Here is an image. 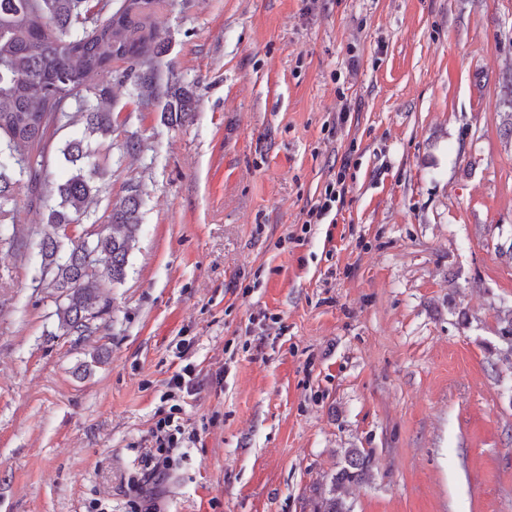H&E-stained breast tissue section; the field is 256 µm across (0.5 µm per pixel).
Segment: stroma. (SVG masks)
<instances>
[{
  "mask_svg": "<svg viewBox=\"0 0 512 512\" xmlns=\"http://www.w3.org/2000/svg\"><path fill=\"white\" fill-rule=\"evenodd\" d=\"M155 19L195 112L170 125L100 80L114 130L81 227L133 185L141 229L98 332L59 335L38 282L54 196L19 194L0 242V512H128L187 364L201 441L161 512H314L348 448L372 456L352 512H512V0H160ZM346 153L330 253L302 223ZM195 375L193 369L185 366L180 372L170 378L168 385L175 393H179V396L182 394L183 399L185 396H193L197 390Z\"/></svg>",
  "mask_w": 512,
  "mask_h": 512,
  "instance_id": "stroma-1",
  "label": "stroma"
}]
</instances>
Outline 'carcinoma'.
I'll use <instances>...</instances> for the list:
<instances>
[{"label":"carcinoma","instance_id":"cac0c4a2","mask_svg":"<svg viewBox=\"0 0 512 512\" xmlns=\"http://www.w3.org/2000/svg\"><path fill=\"white\" fill-rule=\"evenodd\" d=\"M158 0H122L108 17L85 26L89 0H0V230L20 222L16 195L28 190V205L45 203L40 186L49 150L63 129L84 130L64 141L56 158L66 175L56 185L58 202L49 207L45 232L35 242L41 258L39 283L52 290L58 305L57 329L63 336L92 335L105 309L104 283L125 281L140 230V198L131 188L112 203L107 223L88 238L70 237L101 191L98 150L85 140L112 135L108 90L98 80H116L137 71L139 95L164 100L162 116L178 125L191 116V90L169 83L159 87L160 58L168 51L153 20ZM128 64L119 71L113 64ZM372 456L358 448L344 454V465L320 492L316 512H350L351 485L369 477Z\"/></svg>","mask_w":512,"mask_h":512}]
</instances>
